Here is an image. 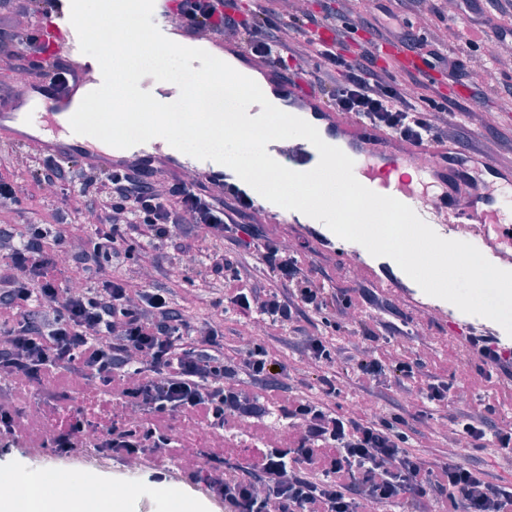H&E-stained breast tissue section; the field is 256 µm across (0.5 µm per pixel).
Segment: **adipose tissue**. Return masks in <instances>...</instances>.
I'll return each instance as SVG.
<instances>
[{
    "label": "adipose tissue",
    "mask_w": 512,
    "mask_h": 512,
    "mask_svg": "<svg viewBox=\"0 0 512 512\" xmlns=\"http://www.w3.org/2000/svg\"><path fill=\"white\" fill-rule=\"evenodd\" d=\"M10 491L0 494V512H125L122 498L105 497L93 484L62 493L40 480L13 479Z\"/></svg>",
    "instance_id": "obj_1"
}]
</instances>
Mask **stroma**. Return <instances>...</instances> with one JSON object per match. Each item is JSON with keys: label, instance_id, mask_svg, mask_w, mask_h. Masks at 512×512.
<instances>
[{"label": "stroma", "instance_id": "obj_1", "mask_svg": "<svg viewBox=\"0 0 512 512\" xmlns=\"http://www.w3.org/2000/svg\"><path fill=\"white\" fill-rule=\"evenodd\" d=\"M61 193L50 194L39 188H32L31 195L18 209L11 213L0 212V227L11 230H25L30 224H50L58 208L64 207ZM254 223L265 229L285 245L308 244V259L318 271L319 278L339 288H366L371 293L381 294L384 304L378 309V317L386 324L398 327L405 332V346L416 352L433 350L444 361H466L467 366L458 370L455 376L457 385L468 382L469 369L481 363L478 352L464 353L462 347L448 340L449 325L458 326L467 336L490 335L501 349L512 351V336L497 323L475 315L461 312L453 304L432 296H425L426 304L442 309V317L431 319L423 310L407 304L403 295L382 293L378 282L363 274H354L347 264L346 254L353 248L352 242L334 239L326 243L318 234L304 225L292 224L280 219L274 222L265 220L263 215H255ZM159 269L154 274L153 287L168 292L174 308L194 320L214 321L224 333L225 351L243 350L255 341L252 324L224 300V278L208 275L195 282L184 281L183 267L188 262L186 254L180 251L179 240H172L156 250ZM322 328L335 344L357 343V336L345 329L326 324L323 314L306 311L300 320L299 328L289 326L272 327L264 334L266 343L277 348L281 355L293 366L306 369L307 363L301 352L303 331ZM282 425L277 410H270L262 419L248 422L236 429L216 433L204 425L185 417L176 418L175 430L182 436V445L187 450L197 448H236L242 456H249L259 448L273 446L278 441V430ZM54 462L60 475L73 487H81L89 481L98 485L105 493L126 491L129 512H159L164 498L178 496L199 503L204 512H224L221 504L212 500L206 486L201 482L190 481L179 465H171L163 482H156L147 463H140L137 473L140 477L134 488H127L124 481L129 469L125 462L109 460L103 467L87 464L84 456L69 459L55 457L51 449L36 445L30 432H23L16 443L0 445V477L39 472L45 462Z\"/></svg>", "mask_w": 512, "mask_h": 512}]
</instances>
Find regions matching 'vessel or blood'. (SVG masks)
I'll return each instance as SVG.
<instances>
[{
	"instance_id": "b4317fda",
	"label": "vessel or blood",
	"mask_w": 512,
	"mask_h": 512,
	"mask_svg": "<svg viewBox=\"0 0 512 512\" xmlns=\"http://www.w3.org/2000/svg\"><path fill=\"white\" fill-rule=\"evenodd\" d=\"M40 16L48 21L45 36L55 58L74 67L81 78L68 87L48 80L25 87L8 106H0V131L8 133L6 146L33 150L57 161L76 158L104 173L148 156L176 162L178 150L160 141L147 150L136 146L118 149L72 131L69 119L77 101L85 91L101 85L102 74L93 58L80 50L77 33L69 22L70 0H41ZM210 50L246 63L250 71L259 73L263 93L279 109L310 118L325 142L353 159L354 175L364 186L407 204L426 223L458 225L462 235H478L483 247L496 250L501 235L497 202L484 191L467 187V169L458 164V148L448 139L415 144L359 120L345 123L307 84L289 83L275 61L254 59L235 39H212ZM377 53L392 73H412L428 82L438 77L421 50L383 44ZM266 150L277 162L295 171L311 170L319 161L315 147L302 138L274 141ZM468 157L501 183H512V163L497 161L479 146L470 147ZM403 166L415 169L421 188H414L408 178L391 180V172ZM209 170L226 195L250 200L261 213L281 214V207L254 199L249 185L230 168L214 163Z\"/></svg>"
}]
</instances>
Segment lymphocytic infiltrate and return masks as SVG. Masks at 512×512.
<instances>
[{
	"label": "lymphocytic infiltrate",
	"mask_w": 512,
	"mask_h": 512,
	"mask_svg": "<svg viewBox=\"0 0 512 512\" xmlns=\"http://www.w3.org/2000/svg\"><path fill=\"white\" fill-rule=\"evenodd\" d=\"M325 0L321 14H289L275 24L272 11L257 6L235 19L236 0H176L173 13L190 34H229L256 57L277 58L288 71L307 62L318 72V90L334 111L385 127L394 135L422 141L456 137L471 112L456 100L410 74L397 78L378 66L370 49L344 54V38L367 32L383 40L424 50L430 68L449 83H471L478 42L473 34L494 29L499 43L512 41V0ZM467 25H460L462 12ZM37 7L0 28V62L23 78L54 71L55 80H76L71 68L48 61L41 41ZM327 23L332 42H318L312 28ZM26 179L0 175V210L21 204L31 186L72 187L90 201L95 216L90 246L74 244L64 215L50 226L30 225L25 236L0 229V258L9 272L0 275V378L15 383L13 397L0 406V434H16L18 415L30 389L67 393L71 370L94 379L96 388L118 401L112 416L92 422L76 418L68 427L45 413H27L37 426L39 444L67 455L85 435L99 451L118 457H150L162 466L183 454L171 421L184 415L221 430L258 414V402L276 406L287 422L284 443L240 463L232 450H198L194 472L224 504L225 512H383L410 502L421 507L435 499L440 512H512V484L462 462L460 448L494 445L502 461L512 462V425H491L486 415L464 411L453 421L455 452H413L403 414H374L332 407L340 397L336 361L349 364L358 388L370 391L395 383L401 395L419 400L420 417L447 405L458 388L447 375L411 351L393 354L394 335L384 333L363 302L360 288H334L320 280L306 255L245 221L247 203L226 213L224 201L199 191L196 179L172 173L160 181L144 164L101 173L87 164H61L36 158ZM231 238L259 256L268 277L250 273L221 253L207 255L205 267L224 274V300L243 315L266 323L295 324L305 310L324 312L359 336L362 347L347 353L322 333H304L307 377H296L277 350L254 345L231 356L219 342V327L189 322L167 294L152 288L144 270L157 268L153 256L176 235L197 232ZM133 260L139 281L103 276L106 263ZM101 274L96 288L62 281L67 264ZM298 390L284 391L283 380ZM155 418L139 423L142 414Z\"/></svg>",
	"instance_id": "lymphocytic-infiltrate-1"
}]
</instances>
